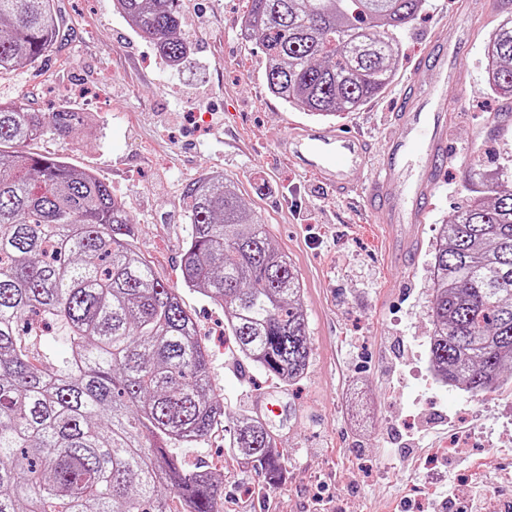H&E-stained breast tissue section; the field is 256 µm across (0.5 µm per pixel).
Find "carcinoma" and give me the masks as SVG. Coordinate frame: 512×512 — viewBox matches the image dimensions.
Segmentation results:
<instances>
[{
    "mask_svg": "<svg viewBox=\"0 0 512 512\" xmlns=\"http://www.w3.org/2000/svg\"><path fill=\"white\" fill-rule=\"evenodd\" d=\"M184 0H115L119 14L180 64ZM426 0H249L242 33L259 38L269 91L312 116L354 112L395 76L398 32ZM60 35L54 0H0V76L38 62ZM486 85L512 96V19L485 48ZM85 126L79 112L0 100V512H217L223 481L188 466L224 417L209 354L177 289L132 248L125 205L94 174L23 150ZM505 163L442 225L432 266L429 364L478 396L512 367V189ZM191 226L181 272L224 309L243 358L291 384L310 346L302 288L266 225L216 174L183 189ZM65 354L38 351L44 327ZM230 445L273 483V431L241 415Z\"/></svg>",
    "mask_w": 512,
    "mask_h": 512,
    "instance_id": "obj_1",
    "label": "carcinoma"
}]
</instances>
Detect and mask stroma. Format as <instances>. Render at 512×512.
Wrapping results in <instances>:
<instances>
[{"mask_svg": "<svg viewBox=\"0 0 512 512\" xmlns=\"http://www.w3.org/2000/svg\"><path fill=\"white\" fill-rule=\"evenodd\" d=\"M457 2L427 0L400 35L393 81L359 110L333 118L341 130L362 132L372 156L382 151L405 85L438 82L415 62ZM466 2L473 31L458 52L463 82L443 89L452 156L417 227L421 250L402 277L360 204L278 154L288 128L314 118L268 90L259 41L241 34L246 0H184L181 31L194 50L178 69L113 0H55L56 48L0 80L1 100L87 114L88 127L27 149L93 172L125 203L136 251L179 289L197 321L225 418L257 415L266 395L280 402L282 415L267 420L282 461L274 483L245 468L223 427L180 449L188 462L219 466L222 512H461L475 482L491 490L497 512H512V383L474 397L434 381L428 365L440 227L468 204L479 176L512 155V99L488 92L484 53L512 18V0ZM215 172L235 182L302 282L311 356L297 383L242 359L223 308L182 286L190 233L182 191Z\"/></svg>", "mask_w": 512, "mask_h": 512, "instance_id": "35a3bbf8", "label": "stroma"}]
</instances>
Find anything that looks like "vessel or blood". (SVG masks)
Returning a JSON list of instances; mask_svg holds the SVG:
<instances>
[{
  "mask_svg": "<svg viewBox=\"0 0 512 512\" xmlns=\"http://www.w3.org/2000/svg\"><path fill=\"white\" fill-rule=\"evenodd\" d=\"M470 29L471 19L461 2L452 19L431 33L418 67L438 69L444 78L459 81L455 51ZM279 149L319 185L343 197L359 196L365 214L377 222L387 250L411 257L420 248L411 229L424 222L439 175L448 162V104L437 92L407 85L381 162L365 183L355 179L367 168L371 154L369 142L360 134L332 126L294 125ZM400 179L405 182L404 190L396 196L390 186Z\"/></svg>",
  "mask_w": 512,
  "mask_h": 512,
  "instance_id": "vessel-or-blood-1",
  "label": "vessel or blood"
}]
</instances>
